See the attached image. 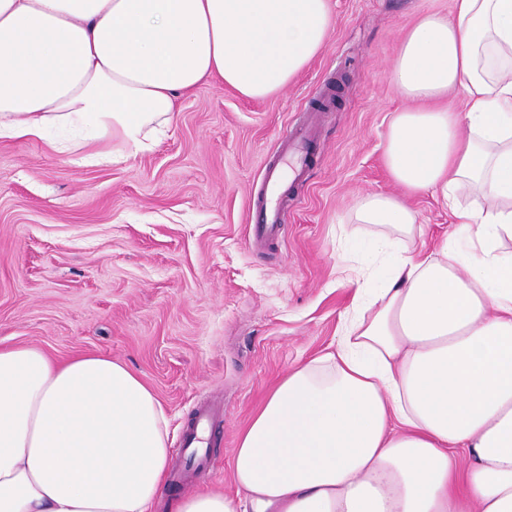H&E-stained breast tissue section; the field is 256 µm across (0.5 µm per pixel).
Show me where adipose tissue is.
<instances>
[{"mask_svg": "<svg viewBox=\"0 0 512 512\" xmlns=\"http://www.w3.org/2000/svg\"><path fill=\"white\" fill-rule=\"evenodd\" d=\"M330 0H0V140L153 149L179 92L278 94L326 47ZM390 80L392 178L441 193L457 235L414 246L381 192L349 237L353 300L332 351L293 366L241 433L236 497L174 512H512V0H453L407 33ZM463 91L466 109L441 102ZM472 205L457 202L463 185ZM169 417L124 363L0 348V512H155Z\"/></svg>", "mask_w": 512, "mask_h": 512, "instance_id": "ef3b65f1", "label": "adipose tissue"}]
</instances>
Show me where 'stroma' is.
Instances as JSON below:
<instances>
[{
  "label": "stroma",
  "instance_id": "obj_1",
  "mask_svg": "<svg viewBox=\"0 0 512 512\" xmlns=\"http://www.w3.org/2000/svg\"><path fill=\"white\" fill-rule=\"evenodd\" d=\"M329 40L288 87L247 99L211 82L180 95L149 152L82 165L38 140L0 141V347L125 363L170 418V464L196 410L223 407L196 488L231 495L240 432L288 369L338 340L353 290L336 233L386 192L413 210L431 250L455 219L432 192L390 176L384 145L408 103L389 79L404 33L453 0H331ZM317 124L315 163L282 197L286 222L252 237L251 209L290 127Z\"/></svg>",
  "mask_w": 512,
  "mask_h": 512
}]
</instances>
